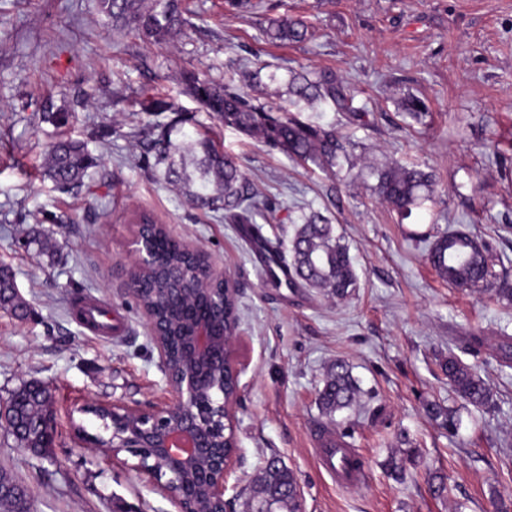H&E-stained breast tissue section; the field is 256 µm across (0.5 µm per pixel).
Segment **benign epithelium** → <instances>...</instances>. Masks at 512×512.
<instances>
[{"instance_id": "benign-epithelium-1", "label": "benign epithelium", "mask_w": 512, "mask_h": 512, "mask_svg": "<svg viewBox=\"0 0 512 512\" xmlns=\"http://www.w3.org/2000/svg\"><path fill=\"white\" fill-rule=\"evenodd\" d=\"M134 246L129 269L148 266L150 235L143 224L138 225ZM188 276L196 295L221 309L235 293L232 279L208 256L193 263ZM141 311L166 375L170 401L148 409L89 402L79 412L103 421L109 435L90 434L81 425L75 433L87 448L129 452L137 459L132 468L154 481L176 512H211L200 506L202 501L220 505V512H231L236 497L225 495L239 458L235 424L244 371L234 346L238 328L202 317L190 324L183 357L188 364L201 365L219 376L220 398L214 401L196 372L171 361L165 326L148 308L143 306Z\"/></svg>"}]
</instances>
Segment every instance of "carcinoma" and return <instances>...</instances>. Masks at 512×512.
<instances>
[{"label": "carcinoma", "mask_w": 512, "mask_h": 512, "mask_svg": "<svg viewBox=\"0 0 512 512\" xmlns=\"http://www.w3.org/2000/svg\"><path fill=\"white\" fill-rule=\"evenodd\" d=\"M101 12L116 28L129 34L163 43L185 23L181 0H100ZM308 26L301 19H279L266 31L272 42H299L306 38ZM186 92L224 125L234 127L289 156L318 159L328 170L342 167L349 160L346 143L333 130H325L301 121L295 116L280 117L262 105L252 102L247 93L209 79L197 72L183 73ZM290 93L305 100H319L353 111L351 98L336 75L323 71L313 77L299 74L292 80ZM146 152L153 155L154 166L165 180L179 187L193 205L213 212L224 211V218L235 224H253L254 203L249 185L237 157L219 150L206 137L180 141L162 133L146 141ZM96 158L83 141L70 138L56 141L48 153L46 175L60 190L81 185ZM374 191L382 202L402 217L431 199L436 178L414 167L396 165L376 173ZM155 243L150 267L137 276L142 301L153 314L169 327L171 351L178 356L188 326L183 306L192 292L172 276V270L186 261L187 252L161 225L154 228ZM272 266L270 280L279 285L286 281L293 288H314L323 294L343 299L357 287V274L344 237L336 226L320 213H312L297 225L288 248L268 243ZM488 245L461 231H448L432 243L427 259L448 285L468 290L488 287L492 276ZM15 276L9 267L0 272V310L22 318L27 304L14 296ZM442 370L448 384L466 405L488 409L493 393L485 379L472 366L454 355ZM360 387L349 366L336 361L326 372L318 391L322 414L333 416L349 409L356 401ZM15 414L13 436L21 448L40 454L55 439V428L46 415L51 413L52 396L28 382L12 392ZM297 478L293 471L270 461L253 482L243 512H299L294 489ZM17 488L18 495L0 496V512H30V493L24 485L0 473V486Z\"/></svg>", "instance_id": "obj_1"}]
</instances>
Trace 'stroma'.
<instances>
[{
    "label": "stroma",
    "instance_id": "1",
    "mask_svg": "<svg viewBox=\"0 0 512 512\" xmlns=\"http://www.w3.org/2000/svg\"><path fill=\"white\" fill-rule=\"evenodd\" d=\"M187 2V25L157 44L114 30L99 0H0V264L32 310L24 320L0 311V400L39 381L57 425L44 455L0 428V471L28 486L31 512H173L129 453L112 457L73 434L77 424L100 431L85 403L170 398L125 275L146 214L206 251L239 290L241 486L275 459L295 473L305 512H512V368L497 360L512 302L451 287L427 262L436 237L459 230L488 244L497 280L512 284V0ZM283 17L307 21L306 40L268 41ZM187 69L232 76L274 114L335 130L353 144L351 169L331 174L225 126L186 94ZM323 70L350 86L353 111L289 94L293 75ZM154 97L173 111H148ZM411 97L424 120L408 113ZM49 105L73 112L69 125L42 122ZM170 127L209 135L240 160L263 212L256 224L193 207L152 169L142 142ZM65 136L96 159L69 192L41 176ZM396 164L438 180L435 200L406 220L368 175ZM314 212L350 247L358 284L346 299L271 287L251 258L253 239L289 240ZM87 302L111 306L118 337L83 326ZM473 332L485 338L475 354ZM452 354L479 367L491 409L455 400L442 371ZM339 360L361 394L329 418L318 391ZM438 408L456 409V430ZM326 436L359 453L358 486L339 487L321 468L313 450ZM397 448L409 453L400 481L385 469Z\"/></svg>",
    "mask_w": 512,
    "mask_h": 512
}]
</instances>
